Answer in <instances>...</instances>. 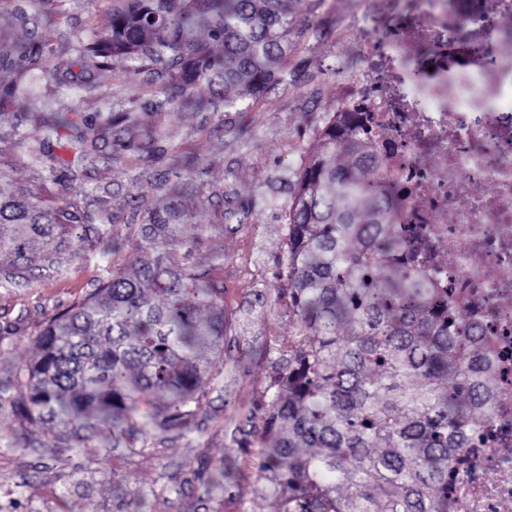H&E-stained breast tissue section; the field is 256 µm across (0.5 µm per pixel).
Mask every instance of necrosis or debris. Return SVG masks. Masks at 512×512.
<instances>
[{"instance_id":"necrosis-or-debris-1","label":"necrosis or debris","mask_w":512,"mask_h":512,"mask_svg":"<svg viewBox=\"0 0 512 512\" xmlns=\"http://www.w3.org/2000/svg\"><path fill=\"white\" fill-rule=\"evenodd\" d=\"M414 3L407 40L442 54L448 0ZM402 43L367 47L363 67L340 84L339 109L367 112L392 167L400 235L421 269H444L440 288L479 327L492 363L494 411L453 460L448 512H501L512 503V53L431 76L405 63Z\"/></svg>"}]
</instances>
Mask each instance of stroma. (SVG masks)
Returning a JSON list of instances; mask_svg holds the SVG:
<instances>
[{"label": "stroma", "mask_w": 512, "mask_h": 512, "mask_svg": "<svg viewBox=\"0 0 512 512\" xmlns=\"http://www.w3.org/2000/svg\"><path fill=\"white\" fill-rule=\"evenodd\" d=\"M483 7L484 0H455L449 65L477 50H512L469 26L468 15ZM111 8V0H67L47 20V63L63 62L69 46L104 29ZM412 14L410 0H303L290 20L285 81L226 112L159 106L155 90L164 75H134L128 61L114 59L94 75L108 102L83 99L73 116L101 129L92 166L74 163L66 135L46 146L61 161L55 171L29 159L31 133L73 101L53 79L41 83L42 106L0 110V176L16 196L70 206L76 234L86 241L79 253L67 236L52 251L30 242L26 280L17 285L10 282L17 259L0 254V365L33 361L34 338L50 318L90 294L107 270L140 255L142 226L174 181L177 154L195 157L197 169L184 183L191 217L180 228L176 255L198 277L223 284L232 318L224 355L246 360L243 371L221 377L210 392L194 433L148 443L130 435L117 445L105 430L70 447L54 424L20 421L13 404L24 394L12 391L0 401V512H278L279 501L260 490V443L237 447L225 429L248 414L274 375L258 350L270 341L288 343L299 331L287 300L266 305L257 297L269 293L284 252L286 204L315 118L337 110L336 88L359 70L363 41L406 36ZM244 127L250 140L238 136ZM100 209L111 223L88 222ZM237 209L248 210L249 218L233 229L225 214ZM225 463L235 469L234 485L207 498L203 483ZM137 490L142 499H133Z\"/></svg>", "instance_id": "obj_1"}]
</instances>
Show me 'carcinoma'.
Returning a JSON list of instances; mask_svg holds the SVG:
<instances>
[{"instance_id": "carcinoma-1", "label": "carcinoma", "mask_w": 512, "mask_h": 512, "mask_svg": "<svg viewBox=\"0 0 512 512\" xmlns=\"http://www.w3.org/2000/svg\"><path fill=\"white\" fill-rule=\"evenodd\" d=\"M66 0L14 6L32 24L25 41L0 38V108L32 102L38 75L92 94L83 72L114 58L131 71L159 67L157 94L175 108H237L284 81L290 16L302 0H112L106 30L70 63L43 58L44 17ZM75 131L82 162L99 133L62 118L45 122L30 158ZM378 142L359 112H332L307 145L288 202L285 256L274 293L300 322L288 347L260 356L276 376L230 439L246 444L260 416L262 490L280 512H448V467L493 413V373L478 329L449 313L430 272L398 263L400 214ZM188 217L175 203L149 215L145 255L107 271L83 301L45 323L37 358L0 366V393L26 392L21 417L50 420L77 443L104 429L148 439L189 433L205 387L224 361V288L200 281L166 250ZM70 213L14 196L0 179V252L54 247ZM208 310L203 319L200 311ZM202 348L215 360L203 361ZM454 388H448L447 379Z\"/></svg>"}]
</instances>
